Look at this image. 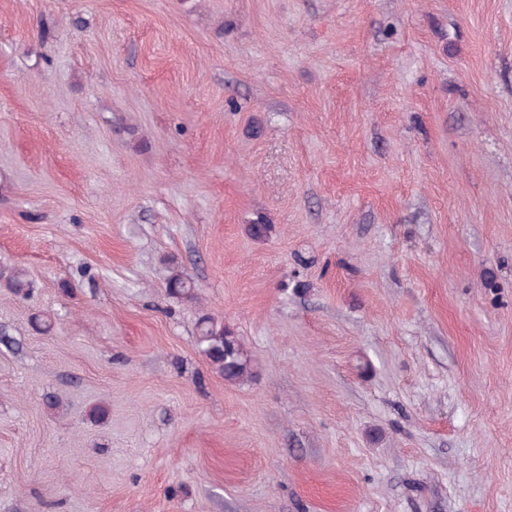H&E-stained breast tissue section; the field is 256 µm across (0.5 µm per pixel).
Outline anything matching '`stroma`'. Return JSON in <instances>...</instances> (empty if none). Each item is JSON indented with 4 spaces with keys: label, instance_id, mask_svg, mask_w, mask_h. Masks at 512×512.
<instances>
[{
    "label": "stroma",
    "instance_id": "35a3bbf8",
    "mask_svg": "<svg viewBox=\"0 0 512 512\" xmlns=\"http://www.w3.org/2000/svg\"><path fill=\"white\" fill-rule=\"evenodd\" d=\"M0 512H512V0H0ZM196 342L211 367L229 384H240L253 374V359L236 333L212 317L197 322Z\"/></svg>",
    "mask_w": 512,
    "mask_h": 512
}]
</instances>
